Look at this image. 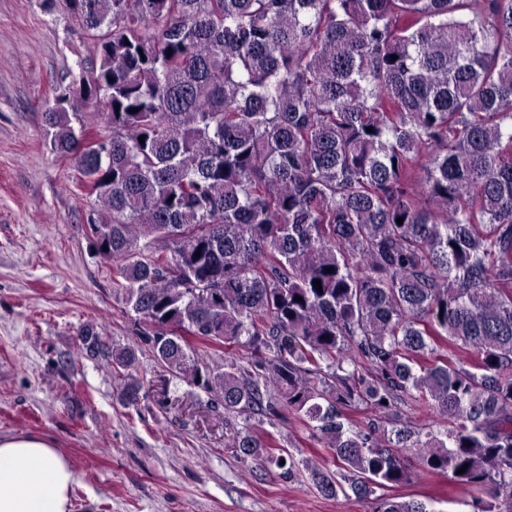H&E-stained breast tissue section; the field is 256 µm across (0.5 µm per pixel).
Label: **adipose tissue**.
<instances>
[{"mask_svg":"<svg viewBox=\"0 0 512 512\" xmlns=\"http://www.w3.org/2000/svg\"><path fill=\"white\" fill-rule=\"evenodd\" d=\"M75 471L53 441L0 436V512H70Z\"/></svg>","mask_w":512,"mask_h":512,"instance_id":"1","label":"adipose tissue"}]
</instances>
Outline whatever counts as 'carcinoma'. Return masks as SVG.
<instances>
[{"label":"carcinoma","mask_w":512,"mask_h":512,"mask_svg":"<svg viewBox=\"0 0 512 512\" xmlns=\"http://www.w3.org/2000/svg\"><path fill=\"white\" fill-rule=\"evenodd\" d=\"M61 3L98 57L49 145L96 178L141 340L243 419L237 454L281 465L249 422L288 413L336 466L288 472L325 497L432 512L383 493L411 454L512 512V0ZM95 130L112 154L79 152ZM186 333L235 353L220 370ZM136 362L112 355L128 402Z\"/></svg>","instance_id":"obj_1"}]
</instances>
